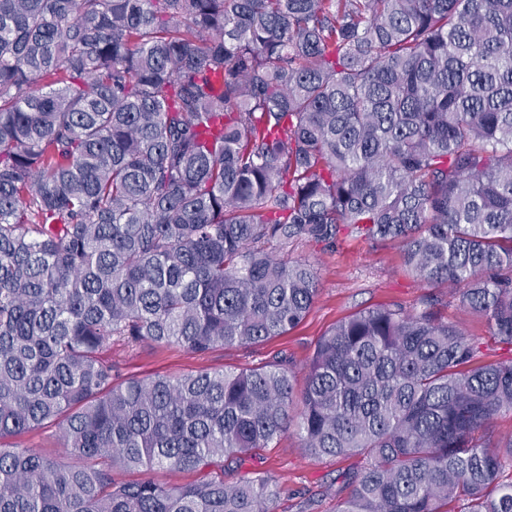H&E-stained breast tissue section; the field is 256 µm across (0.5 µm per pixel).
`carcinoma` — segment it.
<instances>
[{"instance_id": "obj_1", "label": "carcinoma", "mask_w": 512, "mask_h": 512, "mask_svg": "<svg viewBox=\"0 0 512 512\" xmlns=\"http://www.w3.org/2000/svg\"><path fill=\"white\" fill-rule=\"evenodd\" d=\"M402 245L417 311H360L297 386L121 378L113 337L195 353L282 336L305 241ZM512 0H0V512H273L224 458L295 428L362 456L337 512H512ZM204 470L195 484L117 470ZM445 316L449 322L458 324L468 335L479 338L483 343L480 362L507 360L512 357V346L496 343L490 337L489 328L483 319L456 305L445 309ZM2 444L16 448H42L54 453L62 451L60 441L58 440V430L54 426L8 436L2 439Z\"/></svg>"}]
</instances>
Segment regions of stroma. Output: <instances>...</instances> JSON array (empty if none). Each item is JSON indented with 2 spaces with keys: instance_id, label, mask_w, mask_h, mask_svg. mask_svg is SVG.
I'll return each mask as SVG.
<instances>
[{
  "instance_id": "35a3bbf8",
  "label": "stroma",
  "mask_w": 512,
  "mask_h": 512,
  "mask_svg": "<svg viewBox=\"0 0 512 512\" xmlns=\"http://www.w3.org/2000/svg\"><path fill=\"white\" fill-rule=\"evenodd\" d=\"M289 255L313 261L320 286L306 319L288 334L257 345L217 348L202 354L175 345L145 343L132 348L116 342L102 350V358L117 364L126 378L179 377L225 367L249 368L277 354L291 358L301 368L312 355L318 338L336 322L380 305L416 309L427 291L417 277L404 270L401 245L396 241L372 245L350 238L332 252L299 244ZM445 315L468 335L479 338L483 344L482 361L512 358V346L496 343L483 319L454 305L446 309ZM349 464L346 458L310 459L299 450L297 436L291 431L270 447L225 463L224 479L231 482L243 476L271 477L275 512H334L335 490Z\"/></svg>"
}]
</instances>
